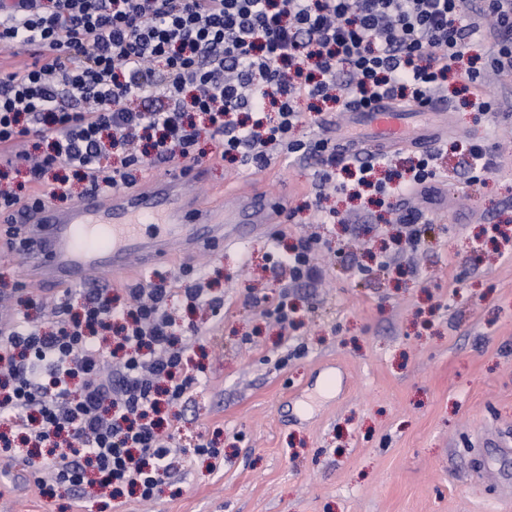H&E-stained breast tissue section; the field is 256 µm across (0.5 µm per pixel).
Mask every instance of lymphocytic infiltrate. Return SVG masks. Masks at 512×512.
I'll return each mask as SVG.
<instances>
[{"label":"lymphocytic infiltrate","instance_id":"lymphocytic-infiltrate-1","mask_svg":"<svg viewBox=\"0 0 512 512\" xmlns=\"http://www.w3.org/2000/svg\"><path fill=\"white\" fill-rule=\"evenodd\" d=\"M478 39L486 54H471ZM18 44L35 60L0 71V155L27 140L52 150L27 161L28 191L0 168V212L29 206L58 166L77 167L89 191L112 192L136 173L196 160L193 112L207 117L219 159L261 171L297 154L328 182L351 169L378 194L428 195L431 155L396 185L373 183L377 157L340 158L333 136L298 137L307 121L298 104L413 107L452 82L466 105L494 114L485 73L512 72V0H0V48ZM157 92L165 105L144 107ZM270 107L274 118L261 121ZM318 247L299 239L275 276L291 287L318 280ZM179 283L84 290V315L60 312L48 329L27 308L0 310V450L50 449L56 483L77 494L93 471L113 496L130 486L152 499L174 455L160 405L186 400L206 378L186 357L199 336L177 335L169 301L224 307L201 278Z\"/></svg>","mask_w":512,"mask_h":512}]
</instances>
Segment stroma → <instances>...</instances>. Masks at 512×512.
I'll return each instance as SVG.
<instances>
[{"mask_svg":"<svg viewBox=\"0 0 512 512\" xmlns=\"http://www.w3.org/2000/svg\"><path fill=\"white\" fill-rule=\"evenodd\" d=\"M498 120L444 93L436 120L448 130L432 149L437 194L372 203L347 191L315 218L322 183L313 160L280 155L257 171L227 162L212 183L225 203L261 184L284 198L291 220L269 225L244 248L202 250L189 265L224 300V317L171 306L180 332L198 326L189 349L208 382L171 407L178 428L170 478L153 500L111 498L86 486L41 494L50 453L38 466L0 457V512H512V75L488 74ZM498 145L494 167L473 177L470 145ZM423 211L414 264L380 265L395 253L402 211ZM317 232L323 244L316 283L288 290L295 328L283 335L251 301L283 290L267 259ZM20 259L0 261V287L30 304L36 319L64 303L79 311V290L20 286ZM214 441L218 458L197 454Z\"/></svg>","mask_w":512,"mask_h":512,"instance_id":"obj_1","label":"stroma"}]
</instances>
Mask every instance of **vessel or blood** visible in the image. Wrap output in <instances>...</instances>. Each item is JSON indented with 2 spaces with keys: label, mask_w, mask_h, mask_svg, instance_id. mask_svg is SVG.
I'll list each match as a JSON object with an SVG mask.
<instances>
[{
  "label": "vessel or blood",
  "mask_w": 512,
  "mask_h": 512,
  "mask_svg": "<svg viewBox=\"0 0 512 512\" xmlns=\"http://www.w3.org/2000/svg\"><path fill=\"white\" fill-rule=\"evenodd\" d=\"M351 115L367 135L337 139L341 156L371 146L386 150L431 145L417 129L410 109L382 101L352 110ZM209 170L202 163L181 164L136 188L89 194L66 209L46 201L29 211L16 210L13 223L28 227L22 279L45 288H65L87 283L91 270L104 269L121 281L130 277L134 266L154 265L174 254L189 259L214 243L240 245L282 220L283 200L259 187L238 192L231 207L207 205L192 187L207 180Z\"/></svg>",
  "instance_id": "b4317fda"
}]
</instances>
